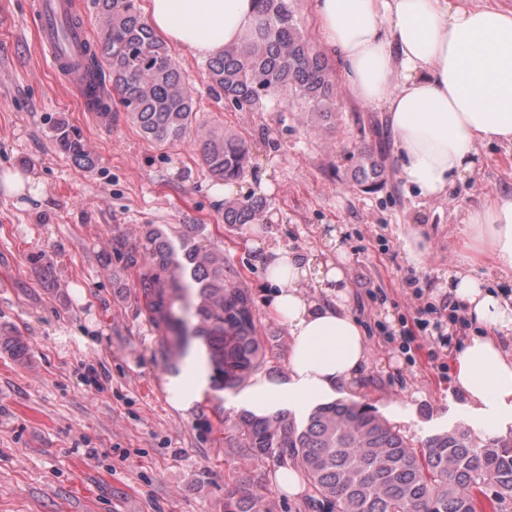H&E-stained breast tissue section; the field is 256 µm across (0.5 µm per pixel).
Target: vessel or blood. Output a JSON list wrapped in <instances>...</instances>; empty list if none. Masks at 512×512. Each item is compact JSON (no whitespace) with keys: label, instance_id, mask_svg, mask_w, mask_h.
I'll list each match as a JSON object with an SVG mask.
<instances>
[{"label":"vessel or blood","instance_id":"b4317fda","mask_svg":"<svg viewBox=\"0 0 512 512\" xmlns=\"http://www.w3.org/2000/svg\"><path fill=\"white\" fill-rule=\"evenodd\" d=\"M39 20V36L53 67L79 99L84 111L99 115L111 111L112 95L100 93L90 100L82 69V58L90 38L83 24L75 20L77 0H34Z\"/></svg>","mask_w":512,"mask_h":512}]
</instances>
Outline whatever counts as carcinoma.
Instances as JSON below:
<instances>
[{
	"label": "carcinoma",
	"instance_id": "1",
	"mask_svg": "<svg viewBox=\"0 0 512 512\" xmlns=\"http://www.w3.org/2000/svg\"><path fill=\"white\" fill-rule=\"evenodd\" d=\"M255 36L224 49L207 62L209 78L224 99L250 109L292 95L320 117L332 112L336 88L328 61L302 34L293 0H259ZM102 19L85 56L88 88L102 74L120 95L127 118L157 144L190 137L196 112L167 44L142 17L140 0H90ZM55 141L85 167L94 158L80 134L60 122ZM207 171L221 181L237 180L250 162L246 142L211 134L203 144ZM350 182H381L382 157L363 147L352 157ZM269 203L250 195L224 206V223L266 224ZM144 270L139 294L147 316L164 330V358L174 370L191 342L205 347L203 367L216 392L236 390L268 362L269 345L259 334L253 298L230 281L224 254L195 236L174 240L146 229L140 247L124 254ZM226 446L254 458L275 456L297 466L320 512H502L512 498V441L479 444L470 428L456 425L431 436L425 449L383 417L342 401L312 408L298 423L284 410L243 409L230 425ZM261 480L244 483L224 499V512H273Z\"/></svg>",
	"mask_w": 512,
	"mask_h": 512
}]
</instances>
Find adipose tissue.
I'll list each match as a JSON object with an SVG mask.
<instances>
[{"label":"adipose tissue","mask_w":512,"mask_h":512,"mask_svg":"<svg viewBox=\"0 0 512 512\" xmlns=\"http://www.w3.org/2000/svg\"><path fill=\"white\" fill-rule=\"evenodd\" d=\"M164 41L213 56L254 31L256 0H144ZM320 34L345 64L356 100L386 112L402 180L428 202L473 174L479 148L512 143V6L499 0H316ZM464 264L491 261L512 277V194L466 211ZM255 247L277 290L270 309L288 328V381L256 379L254 404L305 405L351 391L367 365L365 330L350 308L345 257L326 259L266 241ZM449 292L482 334L455 357L452 386L485 429L512 420V296L456 273Z\"/></svg>","instance_id":"obj_1"}]
</instances>
